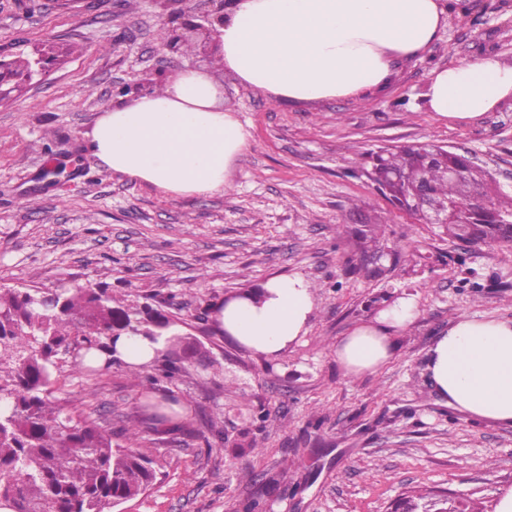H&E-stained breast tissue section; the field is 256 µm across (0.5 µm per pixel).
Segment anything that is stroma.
<instances>
[{
    "mask_svg": "<svg viewBox=\"0 0 512 512\" xmlns=\"http://www.w3.org/2000/svg\"><path fill=\"white\" fill-rule=\"evenodd\" d=\"M183 0H0V58L55 57L0 105V286L103 285L113 307L187 336L181 373L132 376L121 364L62 372L57 395L120 441L128 421L161 468L124 512H495L512 488V426L442 404L426 368L432 339L459 316L512 318V255L449 239L378 195L363 175L382 146L429 143L512 183V100L468 120L439 118L424 95L437 67L498 54L512 60V0H470L425 56L368 100L280 105L224 77V99L250 131L234 187L168 198L112 173L87 135L120 86H157L212 51H167L160 32ZM380 226L378 250L351 229ZM399 257H392V249ZM300 274L318 309L277 362L224 336V297ZM400 297L419 315L395 333L394 357L346 376L338 339ZM176 399L185 430L155 433L144 403ZM223 437L210 435L208 420Z\"/></svg>",
    "mask_w": 512,
    "mask_h": 512,
    "instance_id": "35a3bbf8",
    "label": "stroma"
}]
</instances>
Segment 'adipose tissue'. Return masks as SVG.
I'll list each match as a JSON object with an SVG mask.
<instances>
[{
    "mask_svg": "<svg viewBox=\"0 0 512 512\" xmlns=\"http://www.w3.org/2000/svg\"><path fill=\"white\" fill-rule=\"evenodd\" d=\"M460 0H228L218 28L220 74L277 103L367 97L399 65L428 53ZM220 74L185 68L160 89L104 108L88 134L109 171L171 197L233 186L251 134L224 104ZM512 98V62L498 56L428 74L426 105L470 120ZM316 310L299 274L268 280L253 298H226L215 316L239 346L277 361L306 336ZM419 315L402 297L337 341L346 375L376 372L395 354L394 333ZM430 380L448 407L512 425V320L460 316L427 352Z\"/></svg>",
    "mask_w": 512,
    "mask_h": 512,
    "instance_id": "adipose-tissue-1",
    "label": "adipose tissue"
}]
</instances>
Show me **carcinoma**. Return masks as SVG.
Wrapping results in <instances>:
<instances>
[{
    "label": "carcinoma",
    "mask_w": 512,
    "mask_h": 512,
    "mask_svg": "<svg viewBox=\"0 0 512 512\" xmlns=\"http://www.w3.org/2000/svg\"><path fill=\"white\" fill-rule=\"evenodd\" d=\"M32 71L28 58L7 62L18 83ZM371 159L375 189L400 209L415 215L424 198L442 208L459 203L462 209L443 225L449 238L498 244L512 253V194L490 191L483 168L430 144L381 149ZM120 331L159 335L114 309L110 288L0 287V502L12 512H112L156 479V462L138 451L136 425L124 431L127 445L115 444L111 434L53 396L68 352H76L74 374L99 371L85 363L90 354L104 357L108 369ZM184 340L171 336L155 357L165 375L179 370Z\"/></svg>",
    "instance_id": "1"
}]
</instances>
